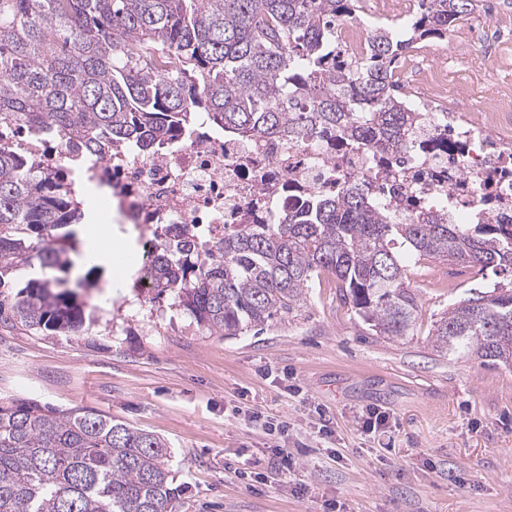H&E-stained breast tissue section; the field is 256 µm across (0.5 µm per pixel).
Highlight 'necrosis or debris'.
<instances>
[{
	"label": "necrosis or debris",
	"instance_id": "1",
	"mask_svg": "<svg viewBox=\"0 0 512 512\" xmlns=\"http://www.w3.org/2000/svg\"><path fill=\"white\" fill-rule=\"evenodd\" d=\"M460 69L435 62L413 46L399 80L426 125L406 153L344 150L329 139L246 141L208 133L150 156L117 148L84 159L60 140H31L25 131L0 129V138L40 157L48 171L104 189L122 223L135 227L149 264L158 240L195 235L200 249L223 239L233 224H268L287 188L335 190L338 177L375 180L394 174L397 215L437 204L453 223L512 224V0H494L492 20L456 43Z\"/></svg>",
	"mask_w": 512,
	"mask_h": 512
}]
</instances>
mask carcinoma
<instances>
[{"label":"carcinoma","mask_w":512,"mask_h":512,"mask_svg":"<svg viewBox=\"0 0 512 512\" xmlns=\"http://www.w3.org/2000/svg\"><path fill=\"white\" fill-rule=\"evenodd\" d=\"M400 40L373 31L361 59L336 51V24L359 0H0V123L106 156L149 154L203 126L224 136L316 141L393 153L423 114L397 95L398 52L448 30L471 0H422ZM389 187L341 178L326 194L285 195L271 224H237L206 253L186 236L157 243L136 273L201 329L261 331L327 271L378 336L413 332L409 262L512 273L504 224H454L444 209L396 220ZM71 180L0 141V319L44 336H91L99 317L68 287ZM21 268L25 287L4 294ZM443 355L512 365V285L470 289L434 321ZM168 445L100 411L29 400L0 404V512H173L183 489Z\"/></svg>","instance_id":"obj_1"}]
</instances>
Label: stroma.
Listing matches in <instances>:
<instances>
[{
  "label": "stroma",
  "mask_w": 512,
  "mask_h": 512,
  "mask_svg": "<svg viewBox=\"0 0 512 512\" xmlns=\"http://www.w3.org/2000/svg\"><path fill=\"white\" fill-rule=\"evenodd\" d=\"M412 269L407 340L369 334L322 274L261 334L200 329L171 295L137 296L103 268L92 336H38L0 322V403L92 408L164 439L186 491L175 512H512V366L436 353L433 322L495 275ZM137 318H128L129 308ZM386 414L362 429L359 416ZM287 448L298 476L273 466Z\"/></svg>",
  "instance_id": "obj_1"
}]
</instances>
